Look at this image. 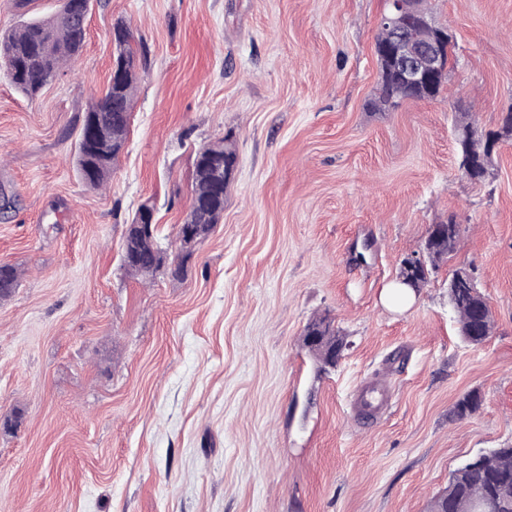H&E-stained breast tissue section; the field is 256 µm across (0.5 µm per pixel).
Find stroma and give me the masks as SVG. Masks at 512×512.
Segmentation results:
<instances>
[{"instance_id": "35a3bbf8", "label": "stroma", "mask_w": 512, "mask_h": 512, "mask_svg": "<svg viewBox=\"0 0 512 512\" xmlns=\"http://www.w3.org/2000/svg\"><path fill=\"white\" fill-rule=\"evenodd\" d=\"M454 36L439 95L373 111L386 0H91L73 68L35 98L0 62V512H428L451 473L512 443V140L458 168L454 114L512 110V0H428ZM149 49L105 189L76 167L112 71V28ZM238 162L224 216L183 277L127 274L150 206L163 242L197 151ZM458 244L405 312L379 291L432 225ZM472 271L495 320L459 333L448 279ZM328 318L346 347L317 373ZM387 387L366 425L353 403ZM479 409L458 419L469 393ZM304 346L320 364V371L335 367L342 357L344 341L336 336L325 317L313 318L305 329Z\"/></svg>"}]
</instances>
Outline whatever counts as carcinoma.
I'll use <instances>...</instances> for the list:
<instances>
[{
  "label": "carcinoma",
  "instance_id": "1",
  "mask_svg": "<svg viewBox=\"0 0 512 512\" xmlns=\"http://www.w3.org/2000/svg\"><path fill=\"white\" fill-rule=\"evenodd\" d=\"M89 0H62L59 10L52 16L29 18L13 30L0 36V56L5 60L14 86L29 98H34L42 87L53 79L65 64L76 59L83 50ZM117 57L132 60L138 55L146 57L147 50L131 47L130 33L124 27L115 28ZM136 91L135 68L126 71L123 84L109 86L106 94L94 100L85 114L78 142L77 166L81 179L92 189L104 187L119 153L125 145L134 95ZM410 93L390 73L379 77L378 92L370 107L378 111L397 108L410 100ZM456 130L462 132L457 141L458 152L478 159L486 154L488 137L495 135L509 139L512 132L500 127L486 133L478 130L475 120L467 112L455 116ZM224 163L230 172L237 163V153L228 138L218 139L197 152L191 184L192 203L185 224L193 230L194 241L205 238L224 214V193L227 179L213 175L214 164ZM457 224H435L426 240L429 265L409 274L410 287L419 288L428 280L429 269L437 268L459 239ZM193 250H180L170 257L169 248L162 245L158 225L141 226L138 217L127 225L122 252V265L134 277L147 278L164 266H171V274L179 278L184 274L185 263ZM20 273L11 265H0V299L9 298L19 284ZM449 298L458 317L461 332L466 340L478 345L485 342L494 329L492 310L474 285L453 273L449 284ZM304 346L320 364V370L334 367L342 357L344 341L336 336L324 317L309 321L305 329ZM479 397L470 393L459 399L453 415L463 419L474 413ZM491 498L499 512H512V445L496 448L468 461L453 472L448 487L431 503L429 512H470L471 504Z\"/></svg>",
  "mask_w": 512,
  "mask_h": 512
}]
</instances>
